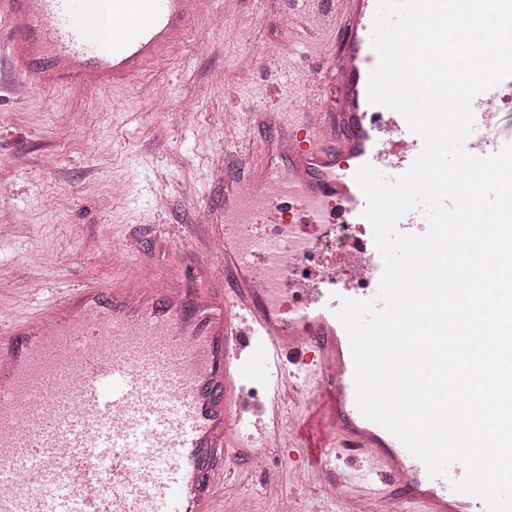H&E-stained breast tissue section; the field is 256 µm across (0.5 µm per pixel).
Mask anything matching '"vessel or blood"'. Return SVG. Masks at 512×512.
Here are the masks:
<instances>
[{"label":"vessel or blood","instance_id":"b4317fda","mask_svg":"<svg viewBox=\"0 0 512 512\" xmlns=\"http://www.w3.org/2000/svg\"><path fill=\"white\" fill-rule=\"evenodd\" d=\"M203 0H0V83L22 68L28 88L64 84L103 93L140 81L184 40ZM376 0H323L294 13L287 37L334 24L309 112H254L255 147L224 150V274L206 281L185 323L184 297L160 269L150 279L86 285L46 310L0 320V512H224L225 450L240 447L251 406L242 367L261 364L273 399L299 378L326 387L339 447L372 461L384 512H486L456 493L466 470L430 476L425 464L357 408L354 360L334 311L340 298L376 297L384 271L359 165L393 179L422 149L405 118L370 103ZM107 9L108 38L94 19ZM506 100L494 86L472 101L482 136L466 152L507 143ZM363 234L360 275H305L301 262L335 225Z\"/></svg>","mask_w":512,"mask_h":512}]
</instances>
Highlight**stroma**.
<instances>
[{"instance_id": "1", "label": "stroma", "mask_w": 512, "mask_h": 512, "mask_svg": "<svg viewBox=\"0 0 512 512\" xmlns=\"http://www.w3.org/2000/svg\"><path fill=\"white\" fill-rule=\"evenodd\" d=\"M304 0H213L183 45L147 78L103 94L55 85L22 94L0 87V288L24 316L129 266L127 236L177 224L157 261L185 289V311L220 262L201 244L224 213V121L229 112H308L301 89L322 66L319 44L291 48L279 23ZM324 436L335 432L319 385L291 402ZM246 436L224 470V498L244 512H280L296 496L303 512H383L369 461L329 451L348 483L330 499L310 475L303 436L279 449L269 421Z\"/></svg>"}]
</instances>
